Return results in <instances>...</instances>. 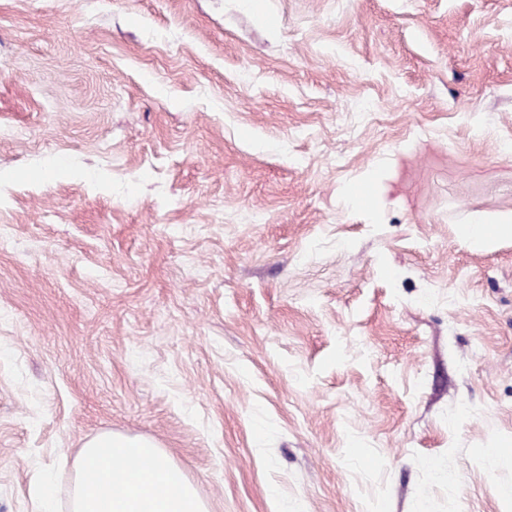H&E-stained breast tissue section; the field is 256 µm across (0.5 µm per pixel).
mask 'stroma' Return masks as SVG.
<instances>
[{
  "mask_svg": "<svg viewBox=\"0 0 512 512\" xmlns=\"http://www.w3.org/2000/svg\"><path fill=\"white\" fill-rule=\"evenodd\" d=\"M505 141L512 0H0V512H512ZM460 235L475 244H484L494 236H512V214L499 215L491 220L476 218L462 226ZM73 465L70 512H208L180 468L149 440L103 433Z\"/></svg>",
  "mask_w": 512,
  "mask_h": 512,
  "instance_id": "obj_1",
  "label": "stroma"
}]
</instances>
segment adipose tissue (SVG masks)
<instances>
[{
  "label": "adipose tissue",
  "instance_id": "obj_1",
  "mask_svg": "<svg viewBox=\"0 0 512 512\" xmlns=\"http://www.w3.org/2000/svg\"><path fill=\"white\" fill-rule=\"evenodd\" d=\"M70 512H208L184 474L153 442L110 432L76 454Z\"/></svg>",
  "mask_w": 512,
  "mask_h": 512
}]
</instances>
